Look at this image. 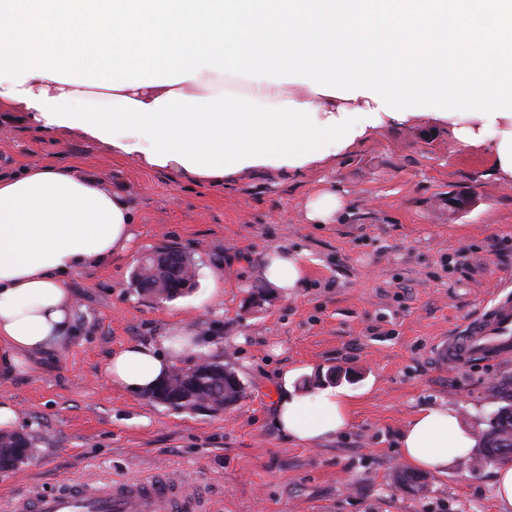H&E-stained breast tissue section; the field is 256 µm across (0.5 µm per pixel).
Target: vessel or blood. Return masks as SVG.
Masks as SVG:
<instances>
[{
    "instance_id": "obj_1",
    "label": "vessel or blood",
    "mask_w": 512,
    "mask_h": 512,
    "mask_svg": "<svg viewBox=\"0 0 512 512\" xmlns=\"http://www.w3.org/2000/svg\"><path fill=\"white\" fill-rule=\"evenodd\" d=\"M442 361L463 364L495 361L512 354V297L494 299L437 350ZM5 512H202L184 485L161 474L142 481L126 479L106 485L75 482L56 490H34L12 499Z\"/></svg>"
}]
</instances>
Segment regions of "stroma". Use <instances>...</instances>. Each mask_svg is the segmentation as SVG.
<instances>
[{"instance_id": "stroma-1", "label": "stroma", "mask_w": 512, "mask_h": 512, "mask_svg": "<svg viewBox=\"0 0 512 512\" xmlns=\"http://www.w3.org/2000/svg\"><path fill=\"white\" fill-rule=\"evenodd\" d=\"M34 164L120 193L135 238L131 253L67 278L76 298L70 340L0 382L15 431L40 437L29 462L0 470V498L32 484L163 471L204 490L207 512H499L492 465L457 462L417 492L399 480L397 450L412 415L442 403L480 436L503 404L496 388L512 390V355L460 367L436 356L440 339L495 294L512 293V182L488 152L423 115L301 175L270 169L215 185L77 131L52 139L27 113L0 112V174ZM322 190L336 191L343 208L332 223L313 224L305 203ZM452 196L469 206L452 210ZM162 246L188 253L196 268L195 287L163 301L132 285L138 257ZM273 249L303 253L304 284L251 306ZM180 323L209 342L175 350L176 359L230 363L245 388L237 404L176 410L109 381L113 353L171 336ZM289 368L304 390L328 370L351 373L338 382L351 394L345 433L306 446L278 430L273 397Z\"/></svg>"}]
</instances>
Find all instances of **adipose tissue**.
<instances>
[{
    "label": "adipose tissue",
    "instance_id": "adipose-tissue-1",
    "mask_svg": "<svg viewBox=\"0 0 512 512\" xmlns=\"http://www.w3.org/2000/svg\"><path fill=\"white\" fill-rule=\"evenodd\" d=\"M0 109L216 182L298 174L430 114L460 144L489 145L512 180V0H0ZM132 224L94 178L0 175V380L70 336L65 276L127 250ZM263 276L300 287L303 254L268 252ZM170 346L128 344L105 372L150 393L177 364ZM293 378L274 398L282 434L312 446L348 428L346 392L300 395ZM473 445L453 407L433 406L408 422L399 458L442 474Z\"/></svg>",
    "mask_w": 512,
    "mask_h": 512
}]
</instances>
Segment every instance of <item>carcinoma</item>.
I'll use <instances>...</instances> for the list:
<instances>
[{
	"label": "carcinoma",
	"mask_w": 512,
	"mask_h": 512,
	"mask_svg": "<svg viewBox=\"0 0 512 512\" xmlns=\"http://www.w3.org/2000/svg\"><path fill=\"white\" fill-rule=\"evenodd\" d=\"M188 280L187 269L176 274L157 270L152 257L146 258L143 270L134 274L138 292L154 297L161 294L165 300L184 294L182 286ZM234 375L224 362L206 355L198 356L193 365L180 367L165 378L168 389L176 395V402L171 407L194 411L204 401L221 407L237 402L242 398L243 390L236 389ZM34 452L31 435H0V470L25 464ZM478 452L490 463L512 462V401L499 407L489 419L488 428L479 438Z\"/></svg>",
	"instance_id": "1"
}]
</instances>
